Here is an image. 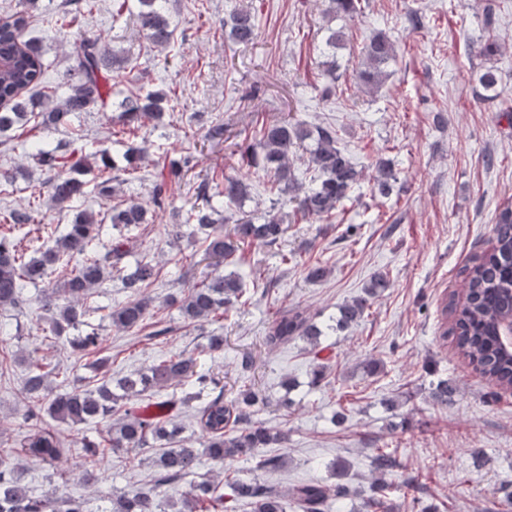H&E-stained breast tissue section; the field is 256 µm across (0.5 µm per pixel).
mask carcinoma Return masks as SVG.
I'll return each mask as SVG.
<instances>
[{
    "label": "carcinoma",
    "instance_id": "obj_1",
    "mask_svg": "<svg viewBox=\"0 0 512 512\" xmlns=\"http://www.w3.org/2000/svg\"><path fill=\"white\" fill-rule=\"evenodd\" d=\"M166 0H120L112 21L123 15L135 16L147 39L156 48H168L174 42L176 27L165 8ZM362 0H329L327 13L341 12L353 16L362 11ZM95 0H66L59 10L45 15L43 22L55 30L71 27L77 17H90ZM30 12L6 13L0 17V135L35 120L43 129H70L84 112L112 108L118 112L117 122L122 131H133L142 119L148 118L160 128L170 117V100L161 90L139 87L126 89L125 77L112 74L117 58L101 46V36H84L70 43L69 78L40 99L29 91L45 81L48 64L39 41L26 37ZM230 39L247 46L258 35V21L252 7L234 5L224 21ZM397 44L386 34L374 35L365 47L364 57L356 69L359 84L367 89L379 88L387 77L386 66L395 60ZM497 69L490 66L480 72L478 82L487 92L485 100L500 97ZM256 144L245 147L242 160L248 166L264 171L269 192L276 195L270 210L258 223L250 215L235 216L228 212L249 194V185L238 177L224 175L216 165L211 181L199 189L202 203L188 207H173L170 211L169 233L178 235L191 227L202 235L205 254L222 259L232 270L214 276L209 282L192 286L179 300L182 316L191 322H210L219 315L251 303L257 283L247 284L240 269L247 264L245 251L239 245L272 246L283 239L288 214L284 209L295 206V216L302 220H323L332 216L339 205L351 199V192L362 179L350 158L336 146V129L331 125L314 128L288 117L262 121L254 131ZM311 139L308 167L315 176L307 185L296 174L293 158L304 142ZM82 134L73 133L71 149L62 152L42 140L21 142L26 159L44 175L40 189L48 193L51 204L60 210L73 209L66 233L53 246L35 248L27 255L21 242L0 238V309H22L28 299L23 290L28 285L45 281L56 267L84 254L89 242L99 236L103 219L95 212L72 203L89 194L88 182L82 179L88 164L87 156L78 146ZM181 162L171 163L169 174H160L154 185V203L160 205L169 198L170 176L179 174ZM374 189L389 194L395 174L391 162L382 158L374 166ZM40 205L30 203L20 209L3 212V222L13 225L38 223ZM115 228L133 231L149 223L148 209L130 198L112 210ZM129 238L119 235L112 239L101 256L82 259L77 270L47 288L39 299L41 307L53 313L48 323L49 333L57 339L84 323L89 310L84 301L89 292L104 280L116 275L123 287L148 288L154 284L158 270L144 256L128 267ZM389 286L387 276L374 275L364 295L354 297L339 307V316L331 318L327 329L336 331L359 323L370 307V299ZM151 310L150 299L131 295L112 309L108 318L125 331L141 329ZM512 313V207H504L496 217L490 247L476 257L463 280L462 298L451 303V332L459 353L481 375L503 388H512V354L503 352L498 339L501 318ZM324 331L312 323L300 310L278 313L265 336L270 347H279L302 338L316 347ZM97 370L101 383L93 389L64 392L48 390L45 364L39 359L28 360V373L23 393L30 401L24 420L31 429L22 445L23 453L48 464L58 461L63 441L45 417L67 425L91 422L106 423L105 442L111 448H160L156 467V483L165 485L197 474L201 456L224 466V485L229 493L222 495L212 481L194 482L180 501H164L158 495L138 491L113 494L107 498L102 512H231L232 505L245 503L251 512H324L333 501L343 506L345 500L357 494L349 483V464L337 460L330 466L335 482L312 480L293 486L283 494L275 485L258 479L242 480L232 475L227 463L238 460L256 461V469L276 471L284 464L281 456L266 457L264 448L287 440V434L273 431L254 418L257 409L268 404L265 397L247 388L233 399L224 400V391L214 394L210 386L219 382L210 373L200 370L196 361L182 354L169 355L146 371L121 378L118 391L110 386L108 361H101ZM177 382L193 389L180 399L159 395V391ZM206 399H201V396ZM202 403L194 410V419L201 429L204 451L192 442L179 439L182 432L172 410L176 405L187 406L194 400ZM397 466L390 451L375 449L372 469L379 474L371 482L369 493L362 501L363 512H390L392 487L381 475ZM0 512H85L78 498L56 494L37 495L20 483V476L8 464L0 462Z\"/></svg>",
    "mask_w": 512,
    "mask_h": 512
}]
</instances>
